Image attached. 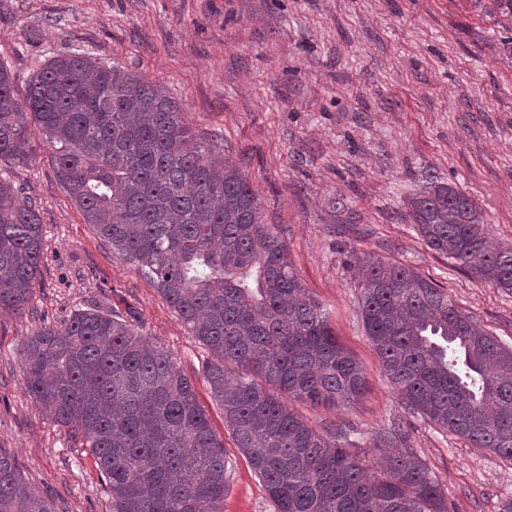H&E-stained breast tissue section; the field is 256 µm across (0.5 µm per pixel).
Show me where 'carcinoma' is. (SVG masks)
I'll list each match as a JSON object with an SVG mask.
<instances>
[{
	"instance_id": "cac0c4a2",
	"label": "carcinoma",
	"mask_w": 512,
	"mask_h": 512,
	"mask_svg": "<svg viewBox=\"0 0 512 512\" xmlns=\"http://www.w3.org/2000/svg\"><path fill=\"white\" fill-rule=\"evenodd\" d=\"M86 223L153 280L212 355L224 424L276 512H448V497L401 428L374 470L350 426L318 430L291 407L331 409L365 391L321 304L300 282L258 196L177 101L115 65L59 54L19 95L0 63V161L21 166L36 134ZM427 246L512 290V244H487L484 213L431 181L407 201ZM32 201L0 178V311L31 300L43 260ZM364 327L403 403L476 448L512 460V350L414 269L371 257L359 283ZM24 389L96 456L110 512H223L228 461L191 379L134 315L97 302L43 324L21 349ZM0 512H54L0 453Z\"/></svg>"
}]
</instances>
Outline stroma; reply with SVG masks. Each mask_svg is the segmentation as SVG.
<instances>
[{"instance_id":"35a3bbf8","label":"stroma","mask_w":512,"mask_h":512,"mask_svg":"<svg viewBox=\"0 0 512 512\" xmlns=\"http://www.w3.org/2000/svg\"><path fill=\"white\" fill-rule=\"evenodd\" d=\"M69 51L156 84L255 189L367 383L355 402L296 412L318 429L352 424L362 442L403 427L452 512H500L512 461L401 401L364 330L355 259L415 268L512 348V291L430 250L406 209L426 181L445 182L484 210L492 244H512V16L495 0H0V62L19 83ZM1 176L37 203L44 260L26 311L0 312V452L54 512H109L92 450L26 393L20 350L41 322L62 323L76 306L130 304L141 332L192 378L224 444V512H275L211 396L208 351L86 223L52 148L40 145L23 167L0 163Z\"/></svg>"}]
</instances>
